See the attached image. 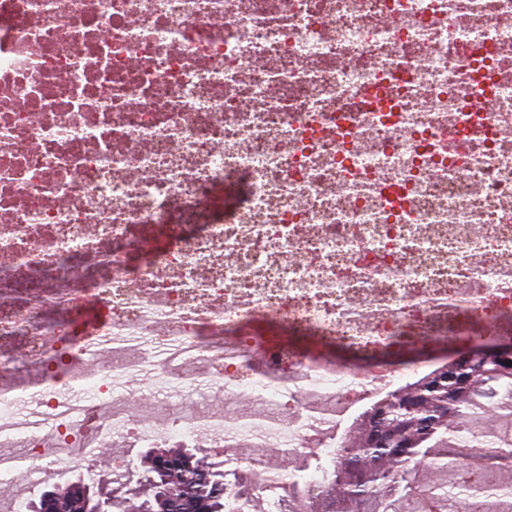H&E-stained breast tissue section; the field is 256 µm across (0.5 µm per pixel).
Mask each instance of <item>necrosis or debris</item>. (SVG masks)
<instances>
[{"mask_svg": "<svg viewBox=\"0 0 512 512\" xmlns=\"http://www.w3.org/2000/svg\"><path fill=\"white\" fill-rule=\"evenodd\" d=\"M488 332L512 336V0H0V447L36 463L0 467V512L137 448L317 493L429 371L394 357ZM511 413L473 410L411 512H512Z\"/></svg>", "mask_w": 512, "mask_h": 512, "instance_id": "obj_1", "label": "necrosis or debris"}]
</instances>
